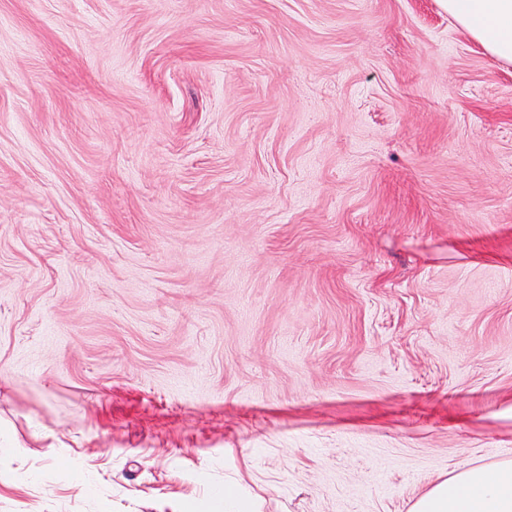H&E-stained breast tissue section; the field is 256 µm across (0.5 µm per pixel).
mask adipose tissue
Returning a JSON list of instances; mask_svg holds the SVG:
<instances>
[{
  "label": "adipose tissue",
  "instance_id": "1",
  "mask_svg": "<svg viewBox=\"0 0 512 512\" xmlns=\"http://www.w3.org/2000/svg\"><path fill=\"white\" fill-rule=\"evenodd\" d=\"M464 32L512 62V0H439ZM409 512H512V463L469 466L417 498Z\"/></svg>",
  "mask_w": 512,
  "mask_h": 512
}]
</instances>
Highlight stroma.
I'll list each match as a JSON object with an SVG mask.
<instances>
[{
	"mask_svg": "<svg viewBox=\"0 0 512 512\" xmlns=\"http://www.w3.org/2000/svg\"><path fill=\"white\" fill-rule=\"evenodd\" d=\"M502 461L512 63L438 0H0V512Z\"/></svg>",
	"mask_w": 512,
	"mask_h": 512,
	"instance_id": "obj_1",
	"label": "stroma"
}]
</instances>
